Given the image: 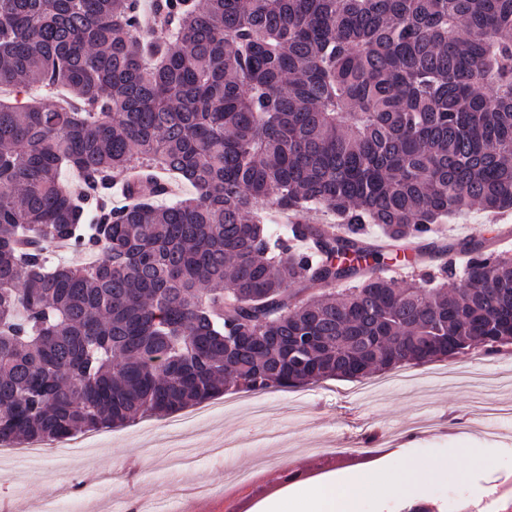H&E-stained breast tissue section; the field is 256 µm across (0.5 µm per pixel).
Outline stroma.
I'll return each mask as SVG.
<instances>
[{
  "label": "stroma",
  "instance_id": "stroma-1",
  "mask_svg": "<svg viewBox=\"0 0 512 512\" xmlns=\"http://www.w3.org/2000/svg\"><path fill=\"white\" fill-rule=\"evenodd\" d=\"M512 228V211H463L434 227L435 237L495 242L512 255L500 232ZM483 367L486 383L472 390L448 387L434 374L435 363L411 366L395 385L361 391L359 383L329 380L288 391H270L271 411L253 416L248 403L232 411L209 400V414L194 428L198 439L190 470L169 467L174 438L168 417H147L95 431L97 447L58 469L52 449L30 458L16 454L0 471V500L16 512H39L43 499H78L81 512H111L123 500L129 512L147 501L168 498L175 512H265L267 505L295 493L303 483L342 485L370 471L416 460L447 462L451 479L424 475L412 491L388 502L366 497L355 512H404L416 503L448 512V500L481 496L484 486L512 483V345L499 353L456 354L444 369ZM477 448L492 466L470 462L464 449ZM241 470L252 480L238 484Z\"/></svg>",
  "mask_w": 512,
  "mask_h": 512
}]
</instances>
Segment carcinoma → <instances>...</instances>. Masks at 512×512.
<instances>
[{"label":"carcinoma","mask_w":512,"mask_h":512,"mask_svg":"<svg viewBox=\"0 0 512 512\" xmlns=\"http://www.w3.org/2000/svg\"><path fill=\"white\" fill-rule=\"evenodd\" d=\"M156 8L0 0V444L512 343V257L457 244L450 292L362 233L423 264L430 225L512 209V0Z\"/></svg>","instance_id":"1"}]
</instances>
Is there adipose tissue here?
I'll return each instance as SVG.
<instances>
[{
  "label": "adipose tissue",
  "instance_id": "adipose-tissue-1",
  "mask_svg": "<svg viewBox=\"0 0 512 512\" xmlns=\"http://www.w3.org/2000/svg\"><path fill=\"white\" fill-rule=\"evenodd\" d=\"M425 469L417 462L405 463L358 476L348 488L337 492L319 485L309 486L293 498L273 503L269 512H344L351 496L358 492L378 500H388L404 495Z\"/></svg>",
  "mask_w": 512,
  "mask_h": 512
}]
</instances>
